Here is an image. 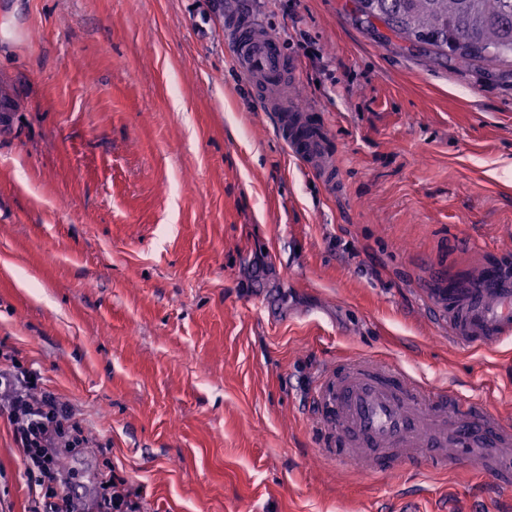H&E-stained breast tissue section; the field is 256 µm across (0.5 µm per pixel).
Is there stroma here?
Wrapping results in <instances>:
<instances>
[{
	"mask_svg": "<svg viewBox=\"0 0 512 512\" xmlns=\"http://www.w3.org/2000/svg\"><path fill=\"white\" fill-rule=\"evenodd\" d=\"M246 8L320 109L338 182L286 152L211 17ZM0 371H40L84 447L58 496L97 512H512L458 470L320 455L309 396L348 356L512 423V341L451 345L435 270L512 250V64L463 65L351 0H0ZM0 410V512H29ZM100 512H138L137 502L130 499V495L112 483V493H104L98 504Z\"/></svg>",
	"mask_w": 512,
	"mask_h": 512,
	"instance_id": "obj_1",
	"label": "stroma"
}]
</instances>
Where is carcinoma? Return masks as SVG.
Wrapping results in <instances>:
<instances>
[{
  "label": "carcinoma",
  "instance_id": "1",
  "mask_svg": "<svg viewBox=\"0 0 512 512\" xmlns=\"http://www.w3.org/2000/svg\"><path fill=\"white\" fill-rule=\"evenodd\" d=\"M369 27L464 61L512 58V0H354Z\"/></svg>",
  "mask_w": 512,
  "mask_h": 512
}]
</instances>
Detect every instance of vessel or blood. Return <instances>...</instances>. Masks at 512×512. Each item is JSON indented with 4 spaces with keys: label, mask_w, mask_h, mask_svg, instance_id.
<instances>
[{
    "label": "vessel or blood",
    "mask_w": 512,
    "mask_h": 512,
    "mask_svg": "<svg viewBox=\"0 0 512 512\" xmlns=\"http://www.w3.org/2000/svg\"><path fill=\"white\" fill-rule=\"evenodd\" d=\"M224 43L259 105L272 113L289 154L335 184L336 168L324 160V126L279 94L289 70L279 41L242 9L225 16ZM431 298L450 342L497 348L512 339V254L501 253L463 278L439 277ZM312 407L322 454L364 473L405 465L452 471L472 463L496 482L512 484V425L487 404L427 387L399 367L346 358L321 375Z\"/></svg>",
    "instance_id": "obj_1"
}]
</instances>
